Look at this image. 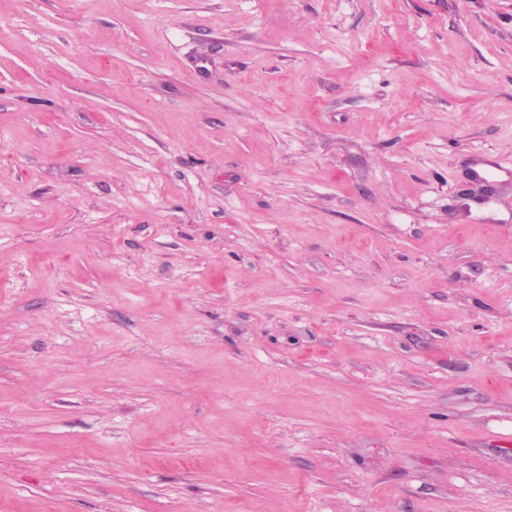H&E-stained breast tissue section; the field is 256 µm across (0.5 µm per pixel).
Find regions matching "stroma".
<instances>
[{
	"mask_svg": "<svg viewBox=\"0 0 512 512\" xmlns=\"http://www.w3.org/2000/svg\"><path fill=\"white\" fill-rule=\"evenodd\" d=\"M503 166L512 0H0V512H512Z\"/></svg>",
	"mask_w": 512,
	"mask_h": 512,
	"instance_id": "1",
	"label": "stroma"
}]
</instances>
